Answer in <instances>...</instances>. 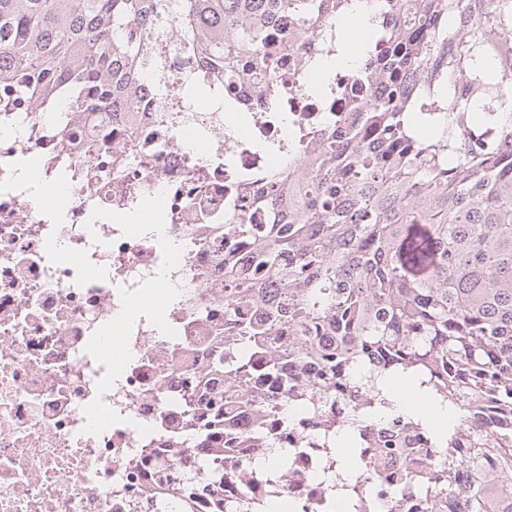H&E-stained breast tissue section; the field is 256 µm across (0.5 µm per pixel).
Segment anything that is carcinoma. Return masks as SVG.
<instances>
[{
	"instance_id": "cac0c4a2",
	"label": "carcinoma",
	"mask_w": 512,
	"mask_h": 512,
	"mask_svg": "<svg viewBox=\"0 0 512 512\" xmlns=\"http://www.w3.org/2000/svg\"><path fill=\"white\" fill-rule=\"evenodd\" d=\"M359 0H0V84L16 95L67 92L74 112L134 108L141 83L170 88L181 66L270 94L295 36L317 38ZM363 64L336 121L312 131L304 161L231 184L224 212V335L212 388L265 375L297 398L363 392L361 410L424 430L441 478L498 462L467 492L468 512H512V0H379ZM181 19L174 48L157 37ZM297 18L309 32L285 30ZM338 32L313 61L342 51ZM267 214L254 224L257 209ZM282 285L279 297L265 284ZM246 299L266 317L236 318ZM282 330L288 355L320 366L301 385L277 359L250 362ZM410 380L435 406L493 399L507 425L440 432L396 408L387 382ZM336 447L354 429L342 420Z\"/></svg>"
}]
</instances>
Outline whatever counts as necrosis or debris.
Segmentation results:
<instances>
[{
	"mask_svg": "<svg viewBox=\"0 0 512 512\" xmlns=\"http://www.w3.org/2000/svg\"><path fill=\"white\" fill-rule=\"evenodd\" d=\"M207 89L199 101L145 81L149 107L131 118L147 135L134 142L111 113L70 112L58 98L0 112V512H226L271 496L284 512H460L464 489L496 477L497 463L417 491L438 463L421 430L362 424L364 466L342 498L322 478L341 462L319 447L318 416L290 409L272 380L233 386L219 425L192 421V387L224 327L216 227L237 205L229 183L279 166L260 145L288 136L271 112L230 124L229 110L258 101L254 87ZM112 147L124 167L108 162ZM31 158L36 173L19 180ZM146 209L152 221L123 223ZM150 287L176 296L141 304ZM127 307L133 317L115 322ZM271 451L279 464L257 473ZM194 471L196 494L161 490Z\"/></svg>",
	"mask_w": 512,
	"mask_h": 512,
	"instance_id": "obj_1",
	"label": "necrosis or debris"
}]
</instances>
